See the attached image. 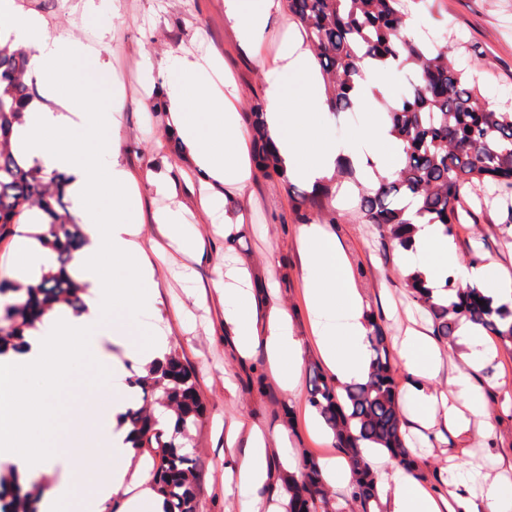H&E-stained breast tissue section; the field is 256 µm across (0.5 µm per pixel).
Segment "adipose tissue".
<instances>
[{"mask_svg":"<svg viewBox=\"0 0 512 512\" xmlns=\"http://www.w3.org/2000/svg\"><path fill=\"white\" fill-rule=\"evenodd\" d=\"M279 6V0H224V13L240 46L258 45ZM2 30L30 49L32 74L58 103L53 110L25 102V121L16 127L13 141L27 159L38 161L45 170L68 169L73 213L84 227L87 243L75 258L76 278L85 287L83 310L76 313L58 306L28 330L22 350L0 355V465L9 466L23 482L50 479L40 512H108L112 507L117 512H163V499L150 476L151 461L133 463L128 429L117 421L132 402L133 391L125 383L128 363L145 367L163 360L168 338L151 328L148 340L133 341L117 324L121 312L149 323L156 310L157 283L140 243V202L130 175L118 162L120 144L106 134L112 115L94 107L82 85L59 89L58 76L66 62L86 56L81 44L69 35L50 32L18 0H0ZM259 67L266 83L270 140L289 180L319 188L332 178L337 163L348 161L360 169L362 185L369 188L399 165L401 145L386 120V105L393 100L392 65L362 64L354 108L370 115L371 148L366 152L327 135L329 97L314 56L300 37L286 38L274 61L260 62ZM233 94L232 80H225L223 92H215L204 80L199 62L178 60L167 111L173 130L205 175V191L198 200L204 210L210 206L209 188L220 184L241 191L254 176L244 152L247 131L233 106ZM107 191L112 194L108 214L100 206ZM408 232L409 246L399 252V269L405 275L419 272L435 302L454 298L455 288L446 285L452 279L458 285L477 286L494 304L512 305V275L499 263L484 258L460 265L455 242L443 225L425 218L413 217ZM299 242L319 355L339 384L366 381L372 361L368 302L350 261L335 234L322 225H302ZM13 260L14 277L24 287L34 283L46 264L40 241L24 234L16 238ZM214 288L224 320L235 330L238 349L246 353L263 348L281 384L298 392L304 350L287 310L272 309L265 325H257L250 274L239 263L225 266ZM456 342L464 351L459 363L453 364L431 336L414 332L396 341L397 355L409 376L408 420L428 440H441L446 432L492 438L495 426L472 377L488 359L483 330L460 320ZM116 347L122 352L118 359L112 354ZM88 348L103 369L104 404L91 439L101 460L93 469L82 453L62 460L49 453L45 442L50 423L47 407ZM444 370L454 385L446 395L430 388ZM227 437L245 441L244 452L230 456L224 467L225 475L240 489L265 484L272 461H279L287 471L294 468L288 453L272 455L256 426L236 421ZM363 453L377 477L384 512H512V484L499 478L484 479L478 486L470 473L454 467L448 472L445 494L437 497L385 448L368 444Z\"/></svg>","mask_w":512,"mask_h":512,"instance_id":"obj_1","label":"adipose tissue"}]
</instances>
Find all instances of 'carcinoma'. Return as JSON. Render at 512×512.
Wrapping results in <instances>:
<instances>
[{
  "label": "carcinoma",
  "instance_id": "carcinoma-1",
  "mask_svg": "<svg viewBox=\"0 0 512 512\" xmlns=\"http://www.w3.org/2000/svg\"><path fill=\"white\" fill-rule=\"evenodd\" d=\"M402 0H288L305 41L319 59L332 87V109L348 111L361 78L360 64L368 59L408 68L414 85L387 112L393 132L403 144L401 166L379 178L376 187L359 190L358 205L371 224L388 228L394 247L406 249L402 230L411 224L409 210L445 226L446 234L461 223V207L468 184L491 182L512 195V111L503 112L483 100L478 80L448 52L429 38L402 35ZM28 50L12 38L0 39V240L32 214L39 216L37 238L53 253L51 270L32 285L22 287L0 277V354L24 344L25 329L64 303L78 312L85 288L71 275L74 253L85 244L79 224L63 198L68 178L45 173L30 164L13 146L12 128L23 123L21 103L36 97L28 82ZM253 132L256 168L266 176L288 180L268 137L265 110L257 102L246 115ZM407 287L431 317L434 335L452 338L460 319L480 325L512 351V308L494 305L477 287L459 288L450 304L431 302L429 288L419 275L407 276ZM369 336L373 365L369 379L340 387L319 367L310 369L309 403L334 431L336 446L352 470V500L361 512H375L379 493L361 445H380L417 478L418 462L406 448L399 394L387 336L370 315ZM127 384L140 391L141 402L118 416L130 429L136 454L152 461L151 474L164 499L163 512H196L195 478L190 432L204 415L193 371L169 351L158 365L134 374ZM284 490L289 512H328L329 497L318 462L304 457L298 473L288 475ZM39 496L14 478L0 477V512H38Z\"/></svg>",
  "mask_w": 512,
  "mask_h": 512
}]
</instances>
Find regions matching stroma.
Here are the masks:
<instances>
[{
	"label": "stroma",
	"instance_id": "stroma-1",
	"mask_svg": "<svg viewBox=\"0 0 512 512\" xmlns=\"http://www.w3.org/2000/svg\"><path fill=\"white\" fill-rule=\"evenodd\" d=\"M51 32H64L87 45L99 70L111 84L97 82L79 61L64 68L66 80L85 86L90 99L112 113L109 130L121 143L119 163L134 177L141 198L142 236L156 267L159 303L155 321L196 375L204 404L194 433L197 512H240L242 493L224 491V458L242 453L243 444L227 447L224 426L243 420L264 432L269 443L287 442L294 459L339 456L335 441L315 435L308 391L291 394L274 378L263 349L240 356L232 347L234 330L226 325L212 285L225 264L244 262L259 298L276 300L292 317V327L304 346L305 365H321L315 346V326L306 301V282L294 207L309 188L301 182L256 173L244 192L216 188L209 211L196 205L202 184L192 158L154 124L150 107L166 101L173 75V58L217 57L222 72L236 84L238 114L265 99L264 76L256 56L273 58L289 29L299 23L289 10L272 14L258 50L241 47L224 17V0H22ZM425 21L426 31L447 45L449 56L464 64L492 94L490 105L512 107V0H411ZM169 184L155 192L148 176ZM183 204L182 221L197 244L187 256L156 234L153 215ZM468 215L455 225L453 239L461 263L481 254L512 272V215L496 186L469 187L463 201ZM335 224L326 211L308 209L311 223L329 225L350 260L387 337L415 328L432 333L430 317L421 312L406 279L398 270V255L387 233L362 217L354 198H337ZM491 353L474 382L484 393L485 408L496 434L486 440L474 435H445L433 448L410 435L412 447L427 475L428 485L445 481L453 464L473 474L501 475L512 482V353L496 337L488 339ZM102 371L85 357L78 372L61 386L51 404L53 416L47 444L64 457L73 450L72 424L92 425L100 407Z\"/></svg>",
	"mask_w": 512,
	"mask_h": 512
}]
</instances>
